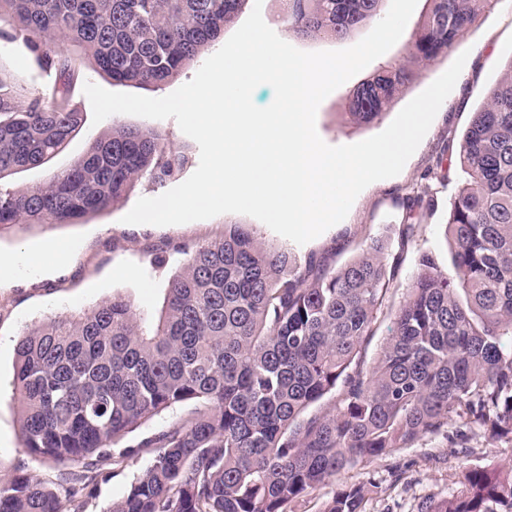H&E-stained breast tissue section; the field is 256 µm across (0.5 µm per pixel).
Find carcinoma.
<instances>
[{"mask_svg":"<svg viewBox=\"0 0 512 512\" xmlns=\"http://www.w3.org/2000/svg\"><path fill=\"white\" fill-rule=\"evenodd\" d=\"M247 0H0V39L23 38L59 88L26 96L0 71V230L76 224L190 161L152 127L114 126L69 168L16 191L8 179L49 162L81 124L72 93L83 60L121 85L159 87L220 42ZM383 0H286L302 38L339 41L378 19ZM407 56L353 91L370 124L498 0H430ZM466 174L449 203L452 269L429 255L370 367L387 292L383 238L339 268L303 265L241 225L186 251L151 328L114 296L55 315L15 347L22 447L74 469L59 483L22 474L0 484V512H83L115 443L159 412L192 416L141 443L155 449L106 512H298L345 471L463 421L512 441V59L473 112L459 150ZM402 234L433 208L401 198ZM331 407L302 413L329 393ZM364 487L342 484L322 512H364ZM418 512H512V467H475L463 489Z\"/></svg>","mask_w":512,"mask_h":512,"instance_id":"1","label":"carcinoma"}]
</instances>
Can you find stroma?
<instances>
[{
	"label": "stroma",
	"mask_w": 512,
	"mask_h": 512,
	"mask_svg": "<svg viewBox=\"0 0 512 512\" xmlns=\"http://www.w3.org/2000/svg\"><path fill=\"white\" fill-rule=\"evenodd\" d=\"M266 24L283 40L303 51L339 50L353 46L364 33L356 31L341 41L297 37L284 19L282 0H263ZM468 59L458 81L440 107L431 127L401 173L366 187L355 199L346 218L303 245L278 235L261 221L243 214H221L183 225L158 227L129 225L123 216L140 197L159 196V189L138 186L130 196L103 213L79 224L14 226L0 231V259L20 249H39L49 241H61L68 249L48 272L19 277L0 284V482L23 471L42 481H58L60 466L29 455L20 444V406L14 395L15 346L23 330L46 316L83 314L115 295L155 315L161 308L170 278L185 262L186 250L220 239L229 224L243 225L267 245L293 250L300 259L314 258L318 264L337 268L361 253L370 239H386L387 269L392 274L390 291L380 314L375 336L363 352L372 364L387 335L389 314L402 304L417 271L422 254H431L440 269L451 266L453 246L446 236L449 201L458 186L461 171L458 156L436 166L435 158L444 141L460 143L473 112L483 105L503 68L512 59V0H499L494 12L478 22L447 54L422 68L380 120L364 125L352 120L348 103L353 90L382 67L401 60L405 41H398L386 54L332 92L320 104L316 128L329 145L352 144L383 131L396 117L398 108L425 90L445 72L460 54ZM0 69L10 74L26 93L51 92L55 75L43 66L22 40H0ZM74 100L83 114V124L66 147L47 166L15 175L11 188L24 189L44 183L52 173L69 167L109 127L115 124L144 125V118L116 114L93 123L92 108L82 90ZM425 180L435 200L410 238H402L400 198L418 180ZM466 431L465 447L454 448L444 436H427L412 447L373 459L343 473L341 483L365 488V512H417L420 502L452 494L462 486L467 469L476 466H512V441H489L478 428L456 422ZM121 464L105 463L93 497L85 499L83 512H104L128 492L134 475L148 467L154 457L149 448Z\"/></svg>",
	"instance_id": "stroma-1"
}]
</instances>
